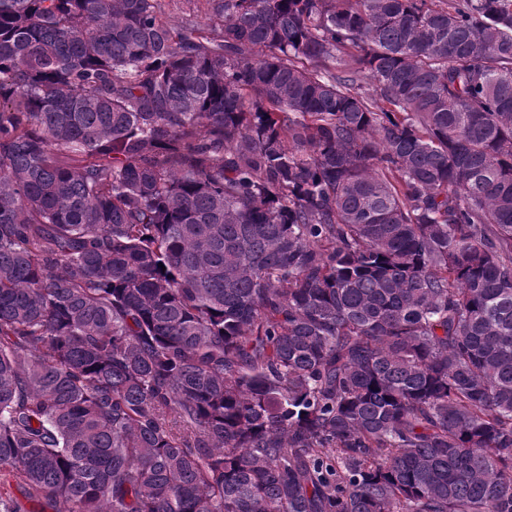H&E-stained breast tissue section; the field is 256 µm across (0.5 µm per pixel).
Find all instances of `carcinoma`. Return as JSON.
Here are the masks:
<instances>
[{"mask_svg": "<svg viewBox=\"0 0 512 512\" xmlns=\"http://www.w3.org/2000/svg\"><path fill=\"white\" fill-rule=\"evenodd\" d=\"M174 2L0 0V466L512 512V0Z\"/></svg>", "mask_w": 512, "mask_h": 512, "instance_id": "1", "label": "carcinoma"}]
</instances>
